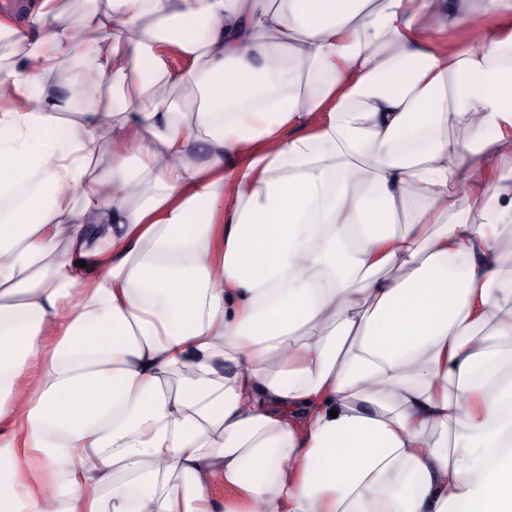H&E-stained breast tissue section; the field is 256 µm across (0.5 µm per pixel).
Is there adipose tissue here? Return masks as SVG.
I'll use <instances>...</instances> for the list:
<instances>
[{
	"mask_svg": "<svg viewBox=\"0 0 512 512\" xmlns=\"http://www.w3.org/2000/svg\"><path fill=\"white\" fill-rule=\"evenodd\" d=\"M71 4L0 14V512H512V0Z\"/></svg>",
	"mask_w": 512,
	"mask_h": 512,
	"instance_id": "obj_1",
	"label": "adipose tissue"
}]
</instances>
